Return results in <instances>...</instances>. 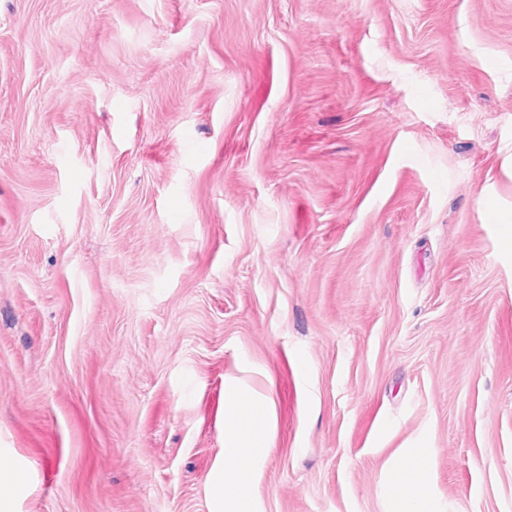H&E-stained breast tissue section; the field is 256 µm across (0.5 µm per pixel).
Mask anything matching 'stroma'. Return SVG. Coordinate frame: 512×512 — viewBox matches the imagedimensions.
<instances>
[{
  "instance_id": "35a3bbf8",
  "label": "stroma",
  "mask_w": 512,
  "mask_h": 512,
  "mask_svg": "<svg viewBox=\"0 0 512 512\" xmlns=\"http://www.w3.org/2000/svg\"><path fill=\"white\" fill-rule=\"evenodd\" d=\"M230 378L256 512H512V0H0L10 512H228ZM270 397H258L235 381L224 387V460L216 482L237 491L238 506L251 511L248 493L256 467L273 447L274 415ZM229 511V512H238ZM395 488L403 495L407 508L403 512H423L414 504L421 500V469L414 463L397 467L393 472Z\"/></svg>"
}]
</instances>
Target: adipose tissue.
<instances>
[{
	"instance_id": "obj_1",
	"label": "adipose tissue",
	"mask_w": 512,
	"mask_h": 512,
	"mask_svg": "<svg viewBox=\"0 0 512 512\" xmlns=\"http://www.w3.org/2000/svg\"><path fill=\"white\" fill-rule=\"evenodd\" d=\"M271 400L232 381L224 387V459L216 478L237 492L241 512H248V493L256 467L273 446Z\"/></svg>"
}]
</instances>
